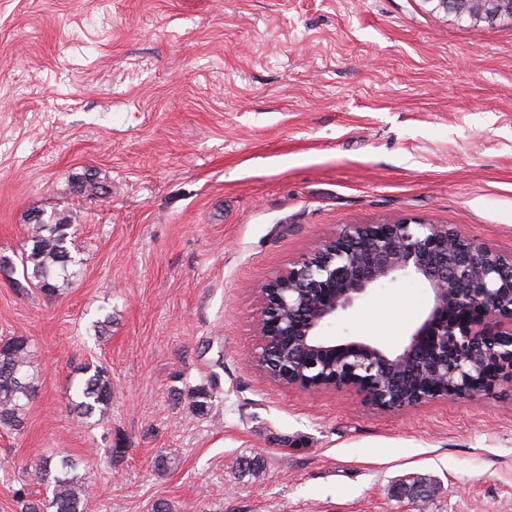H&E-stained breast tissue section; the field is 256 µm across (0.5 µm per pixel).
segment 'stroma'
Wrapping results in <instances>:
<instances>
[{
  "instance_id": "obj_1",
  "label": "stroma",
  "mask_w": 512,
  "mask_h": 512,
  "mask_svg": "<svg viewBox=\"0 0 512 512\" xmlns=\"http://www.w3.org/2000/svg\"><path fill=\"white\" fill-rule=\"evenodd\" d=\"M62 214L82 260L63 295L0 270V339L28 337L36 375L23 429H0V512L45 497L35 465L61 454L90 474L85 512H410L415 477L425 512H512L511 388L382 413L253 360L259 289L345 225L512 253V21L431 0H0V255ZM427 302L402 278L326 333L395 349ZM86 365L112 377L97 424L68 406Z\"/></svg>"
}]
</instances>
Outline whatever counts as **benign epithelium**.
<instances>
[{
  "label": "benign epithelium",
  "mask_w": 512,
  "mask_h": 512,
  "mask_svg": "<svg viewBox=\"0 0 512 512\" xmlns=\"http://www.w3.org/2000/svg\"><path fill=\"white\" fill-rule=\"evenodd\" d=\"M435 2L475 23L512 18V0ZM408 277L430 299L399 349L323 334L372 290ZM258 336L254 361L270 378L310 392L356 389L382 412L492 395L512 386V253L446 225L351 224L264 283Z\"/></svg>",
  "instance_id": "obj_1"
}]
</instances>
